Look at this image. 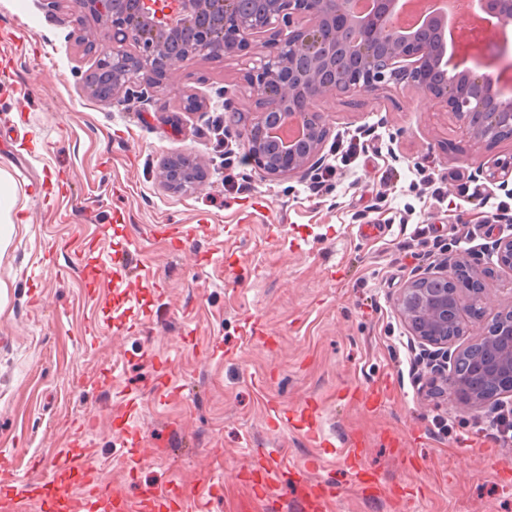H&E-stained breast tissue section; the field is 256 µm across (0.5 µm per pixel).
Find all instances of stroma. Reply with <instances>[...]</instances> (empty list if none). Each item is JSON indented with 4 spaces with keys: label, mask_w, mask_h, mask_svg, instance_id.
Listing matches in <instances>:
<instances>
[{
    "label": "stroma",
    "mask_w": 512,
    "mask_h": 512,
    "mask_svg": "<svg viewBox=\"0 0 512 512\" xmlns=\"http://www.w3.org/2000/svg\"><path fill=\"white\" fill-rule=\"evenodd\" d=\"M102 36L69 0H0V168L21 216L0 250V500L28 489L32 512H61L47 492L70 477L81 450L70 426L88 416V464L136 505L177 490L166 512H193L203 494L206 512H268L241 476L251 449L319 458L334 482L353 431L396 496L348 489L336 512H512V488L479 456L457 453L499 405L428 395V349L397 309L415 275L459 260L488 285L472 332L512 304V275L494 253L512 235L494 219L512 215V191L486 175L512 157V139L475 144L443 104L391 82L312 103L332 182L317 184L314 168L272 180L250 162L244 135L261 110L249 74L268 53L264 38L190 57L148 98L110 107L84 89L98 60L86 45ZM190 97L199 111L184 110ZM174 153L197 163L199 186L162 187ZM153 224L200 231L176 245L152 236ZM362 224L387 230L369 241ZM418 224L453 248L429 262L405 256L398 244ZM130 274L140 279L131 292ZM382 377L394 398L378 412L345 402L348 388ZM161 379L172 396L157 394ZM310 400L322 445L298 412ZM412 422L426 438L414 469L387 442Z\"/></svg>",
    "instance_id": "1"
}]
</instances>
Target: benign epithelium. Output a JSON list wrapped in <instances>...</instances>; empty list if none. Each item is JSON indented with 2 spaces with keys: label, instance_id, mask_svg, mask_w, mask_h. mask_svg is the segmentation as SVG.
<instances>
[{
  "label": "benign epithelium",
  "instance_id": "1",
  "mask_svg": "<svg viewBox=\"0 0 512 512\" xmlns=\"http://www.w3.org/2000/svg\"><path fill=\"white\" fill-rule=\"evenodd\" d=\"M79 17L102 22L99 63L85 77L86 92L122 106L131 87L171 70L190 56L238 51L275 23L292 28L288 39L268 41L251 85L262 111L245 130L250 160L270 179L297 177L323 161L326 127L310 103L332 95L408 82L443 103L477 144L512 138V0H478L465 40L457 17L439 11L414 30L396 24L404 0H69ZM133 45L137 52L126 50ZM488 90L495 109L470 94ZM160 181L174 193L199 182L196 165L177 155L161 167ZM499 267L512 274V236L495 244ZM484 282L466 267L425 272L401 289L397 306L408 332L437 348L440 392L480 408L512 394V305L497 311L487 332L459 348L448 369V345L465 333L464 309H481Z\"/></svg>",
  "mask_w": 512,
  "mask_h": 512
}]
</instances>
